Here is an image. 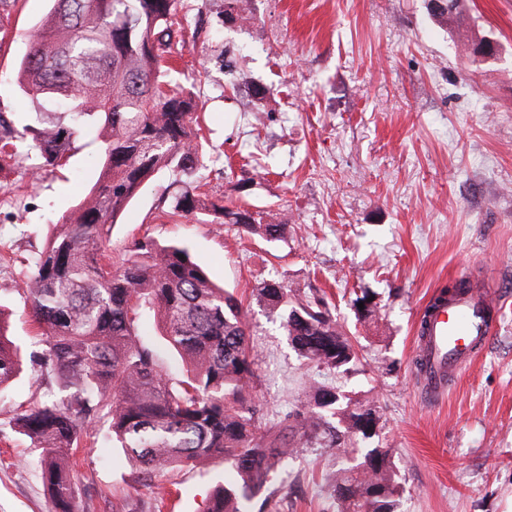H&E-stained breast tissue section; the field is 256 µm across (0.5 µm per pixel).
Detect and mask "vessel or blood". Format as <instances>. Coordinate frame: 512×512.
Listing matches in <instances>:
<instances>
[{"instance_id":"vessel-or-blood-1","label":"vessel or blood","mask_w":512,"mask_h":512,"mask_svg":"<svg viewBox=\"0 0 512 512\" xmlns=\"http://www.w3.org/2000/svg\"><path fill=\"white\" fill-rule=\"evenodd\" d=\"M488 302L486 292L472 290L430 314L424 336L417 339L429 393L443 392L449 380L473 361L484 340L493 333L495 321Z\"/></svg>"}]
</instances>
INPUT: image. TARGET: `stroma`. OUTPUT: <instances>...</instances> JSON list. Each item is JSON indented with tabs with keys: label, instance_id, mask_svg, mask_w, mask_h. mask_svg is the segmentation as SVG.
I'll return each instance as SVG.
<instances>
[{
	"label": "stroma",
	"instance_id": "1",
	"mask_svg": "<svg viewBox=\"0 0 512 512\" xmlns=\"http://www.w3.org/2000/svg\"><path fill=\"white\" fill-rule=\"evenodd\" d=\"M464 4L469 24L455 29L428 0H241L233 20L225 0H177L170 80L196 101L209 143L189 180L288 230L269 242L170 220L188 179L168 171L112 229L117 248L143 235L186 243L242 298L263 427L308 408L315 378L375 401L404 489L398 512H512V0ZM48 10V0H0V115L17 127L29 110L18 61ZM474 39L493 41L495 55L469 58ZM99 172L96 144L81 140L33 181L0 173V304L24 353L40 343L19 273ZM269 279L298 298L324 290L358 363L323 375L306 365L252 295ZM458 281L490 292L498 329L433 396L415 369L417 324ZM362 295L376 306L364 321ZM47 389L29 372L0 392V512H50L36 451L14 425ZM353 455L349 442L308 449L261 494L274 512H335L323 476ZM78 458L90 512H203L233 478L220 458L144 478L105 419Z\"/></svg>",
	"mask_w": 512,
	"mask_h": 512
}]
</instances>
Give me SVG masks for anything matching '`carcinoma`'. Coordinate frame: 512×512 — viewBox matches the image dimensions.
<instances>
[{
  "label": "carcinoma",
  "mask_w": 512,
  "mask_h": 512,
  "mask_svg": "<svg viewBox=\"0 0 512 512\" xmlns=\"http://www.w3.org/2000/svg\"><path fill=\"white\" fill-rule=\"evenodd\" d=\"M47 20L18 62L19 87L36 109L17 130L0 116V170L32 178L65 164L77 139L99 141L102 166L77 207L53 225L21 279L41 336L33 355L58 392L20 412L15 428L40 449L52 512H79L75 454L102 413L112 440L144 477L221 456L235 479L212 493L206 512H243L288 459L322 443L337 448L377 424L372 401L354 403L320 381L310 405L290 411L277 432L260 431L248 399L255 357L241 300L215 285L180 243L148 235L112 248L117 216L162 170L189 177L203 156L198 118L170 88L167 55L176 0H50ZM446 23L466 22L463 0H430ZM187 184L170 214L235 224L268 241L286 225L242 222L249 210L201 198ZM279 319L298 356L318 370L348 369L356 351L319 292L292 302L275 280L254 289ZM160 329L186 376L145 340ZM0 310V388L21 371ZM336 512H397L403 493L390 449H362L358 463L326 476Z\"/></svg>",
  "instance_id": "1"
}]
</instances>
